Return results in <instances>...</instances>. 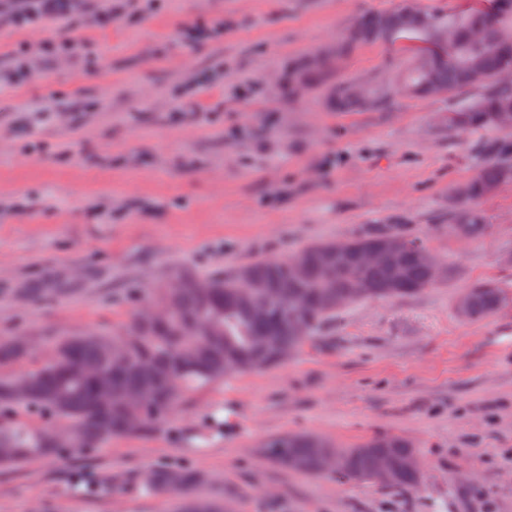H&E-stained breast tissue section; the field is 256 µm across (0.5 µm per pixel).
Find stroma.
<instances>
[{
    "label": "stroma",
    "mask_w": 512,
    "mask_h": 512,
    "mask_svg": "<svg viewBox=\"0 0 512 512\" xmlns=\"http://www.w3.org/2000/svg\"><path fill=\"white\" fill-rule=\"evenodd\" d=\"M399 4L129 0L122 23L50 63L38 49L53 26L0 28V60L22 45L32 67L0 99V336L27 333L22 367L56 338L118 332L179 267L224 273L402 216L446 268L418 294L343 307L281 367L194 391L161 426L77 463L0 467V512H176L132 489L85 497L70 480L159 464L201 470L234 512H482L485 497L512 512V183L479 202L484 238L440 230L497 135L449 127L469 92L338 112L327 88L295 99L280 82L293 59ZM412 57L364 45L337 76L385 79ZM52 272L76 293L31 303L23 288ZM489 279L508 285L502 308L461 318L457 295ZM299 432L341 448L403 436L422 484L400 493L264 460L266 440Z\"/></svg>",
    "instance_id": "1"
}]
</instances>
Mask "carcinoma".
<instances>
[{"instance_id":"carcinoma-1","label":"carcinoma","mask_w":512,"mask_h":512,"mask_svg":"<svg viewBox=\"0 0 512 512\" xmlns=\"http://www.w3.org/2000/svg\"><path fill=\"white\" fill-rule=\"evenodd\" d=\"M401 8L390 11L395 40L409 44L414 55L428 56V67L412 63L400 72L401 91L426 95L433 85L450 93L480 87L481 94L469 103L451 110L454 128L459 131L502 128L500 112L512 106V82L502 83L497 76L512 69V40L501 38V29L512 28V0H495L494 8L439 12L423 11L419 26L400 25ZM376 14L359 18L333 46L332 54L314 70L302 58L288 68V78L305 75L308 88L332 84L330 102L337 110L366 108L364 99L353 92L356 82L334 84L338 65L358 47L374 44L371 38ZM446 30L452 46L443 50L436 33ZM492 157L476 174L465 181L468 200L450 203V224L443 231L450 236L464 233L470 240L482 238L487 224L477 203L491 187L512 182V143L494 141ZM352 255L351 266H336V241L306 244L300 253L306 257L304 272L297 277L290 261L256 258L229 275L201 276L176 269L171 277L181 280L180 288L155 290L152 304L167 310L165 321L143 324L131 320L118 334L88 331L63 336L53 345L50 357L23 372L27 393L13 395L14 375L0 374V409L18 407L40 415L43 425L34 428L24 420L0 423V465H16L27 460L56 454H86L112 436L140 432L158 426L194 390L208 387L231 375L281 364L280 354H293L317 338L323 324L344 306L363 300L414 295L431 287L436 271L422 263L419 252L425 243L403 224H375L344 241ZM368 250L380 251L386 259L372 266H360L357 256ZM367 288L352 294L353 276ZM211 288H196L199 280ZM67 281L51 276L26 289L34 297L49 293L64 294ZM473 294L470 319L492 315L503 302L501 284L487 281L469 287ZM28 350L21 335L0 337V368L14 364ZM125 357L119 368L111 356ZM98 368L110 373L103 387L91 374L77 367ZM128 395L139 396L138 407L127 411ZM56 421L74 432L72 443L62 448L53 438ZM408 440L392 435L366 439L352 448H337L309 434L284 435L269 439L263 450L268 462L315 475L321 473L323 454H337L336 474L374 481L376 459L389 456L397 466L396 479L389 488L412 491L422 476L401 466L404 456L413 451ZM149 479L138 476L112 479L108 489L119 494L128 487L149 497L175 496L180 512H224L220 502L201 497L198 489L204 474L192 467L159 465L148 469Z\"/></svg>"}]
</instances>
